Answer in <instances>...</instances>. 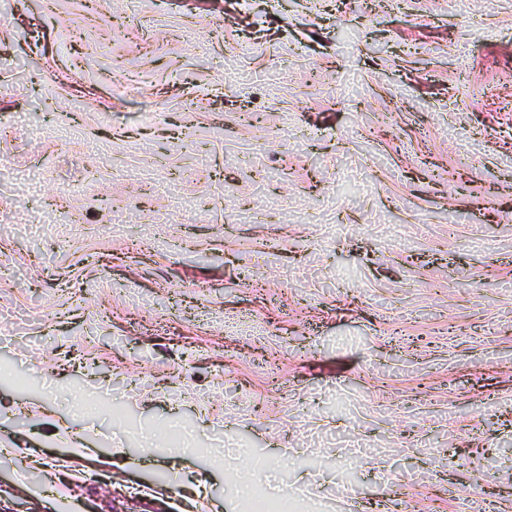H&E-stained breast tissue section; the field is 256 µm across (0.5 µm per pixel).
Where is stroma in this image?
Returning <instances> with one entry per match:
<instances>
[{"label": "stroma", "instance_id": "35a3bbf8", "mask_svg": "<svg viewBox=\"0 0 512 512\" xmlns=\"http://www.w3.org/2000/svg\"><path fill=\"white\" fill-rule=\"evenodd\" d=\"M0 262V512H512V0H0Z\"/></svg>", "mask_w": 512, "mask_h": 512}]
</instances>
